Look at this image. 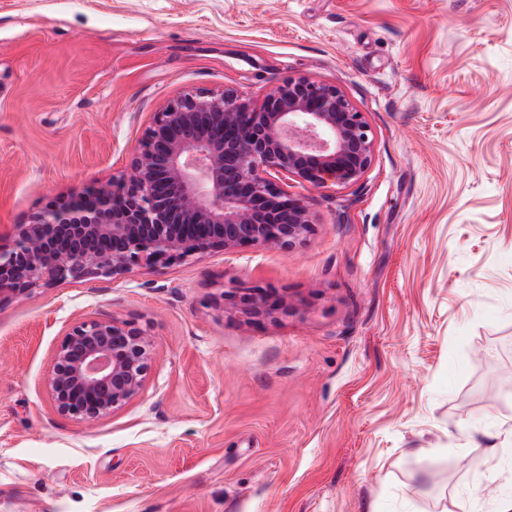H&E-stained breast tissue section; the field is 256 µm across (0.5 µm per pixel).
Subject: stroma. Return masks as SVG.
<instances>
[{"label": "stroma", "mask_w": 512, "mask_h": 512, "mask_svg": "<svg viewBox=\"0 0 512 512\" xmlns=\"http://www.w3.org/2000/svg\"><path fill=\"white\" fill-rule=\"evenodd\" d=\"M338 86L372 164L293 184L315 232L0 298V512H495L512 494V0H0V247L127 168L186 93ZM262 288L287 310L255 319ZM136 321L141 393L46 385L67 328Z\"/></svg>", "instance_id": "stroma-1"}]
</instances>
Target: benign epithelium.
Masks as SVG:
<instances>
[{
    "instance_id": "7a95c632",
    "label": "benign epithelium",
    "mask_w": 512,
    "mask_h": 512,
    "mask_svg": "<svg viewBox=\"0 0 512 512\" xmlns=\"http://www.w3.org/2000/svg\"><path fill=\"white\" fill-rule=\"evenodd\" d=\"M373 153L364 113L333 85L290 78L258 107L229 91L183 95L155 114L118 182L73 193L16 225L12 246L0 247V296L207 253L291 248L315 223L303 198L276 180L351 186ZM242 304L265 316L283 301L257 289ZM151 360L149 333L136 322L78 320L48 374L53 405L97 421L140 394Z\"/></svg>"
}]
</instances>
